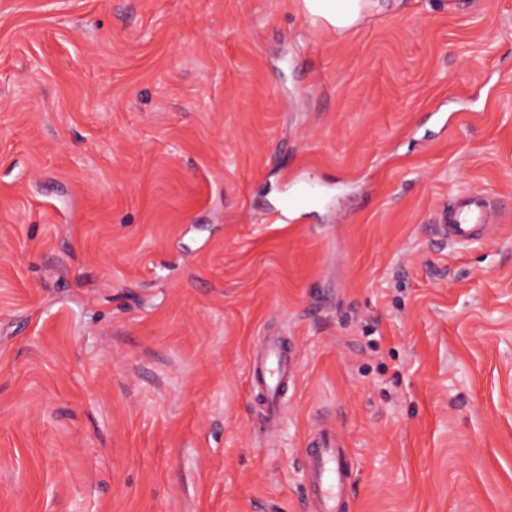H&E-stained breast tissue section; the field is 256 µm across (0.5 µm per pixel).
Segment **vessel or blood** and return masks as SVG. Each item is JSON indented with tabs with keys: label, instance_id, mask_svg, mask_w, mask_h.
<instances>
[{
	"label": "vessel or blood",
	"instance_id": "1",
	"mask_svg": "<svg viewBox=\"0 0 512 512\" xmlns=\"http://www.w3.org/2000/svg\"><path fill=\"white\" fill-rule=\"evenodd\" d=\"M501 220L489 196L460 192L437 212L436 240L445 247L464 249L489 237ZM296 379L287 341L261 336L259 349L249 358V384L262 402L264 428H275L282 421L286 395ZM302 470L311 496L310 512H347L353 471L342 433L334 424L323 423L313 431L303 450Z\"/></svg>",
	"mask_w": 512,
	"mask_h": 512
}]
</instances>
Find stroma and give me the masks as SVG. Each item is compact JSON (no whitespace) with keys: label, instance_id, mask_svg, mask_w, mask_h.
<instances>
[{"label":"stroma","instance_id":"obj_1","mask_svg":"<svg viewBox=\"0 0 512 512\" xmlns=\"http://www.w3.org/2000/svg\"><path fill=\"white\" fill-rule=\"evenodd\" d=\"M447 3L0 0V512H305L324 417L351 512H512V0ZM378 0H302L305 14L336 30L347 32L366 18ZM489 196L459 192L436 214L434 230L439 245L464 249L489 237L502 221ZM296 379V362L288 342L281 336H260L259 349L249 357V384L261 399L264 429L276 428L282 421L286 395Z\"/></svg>","mask_w":512,"mask_h":512}]
</instances>
